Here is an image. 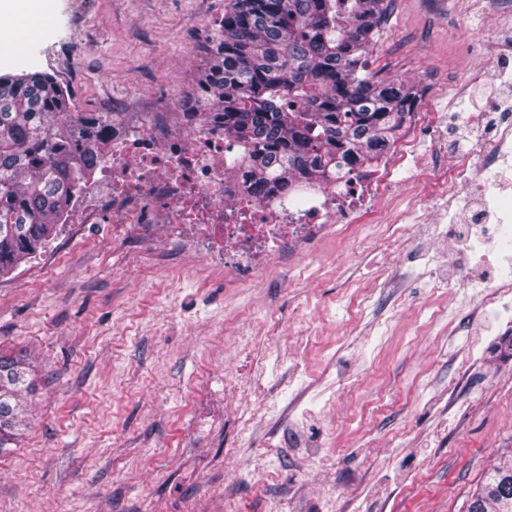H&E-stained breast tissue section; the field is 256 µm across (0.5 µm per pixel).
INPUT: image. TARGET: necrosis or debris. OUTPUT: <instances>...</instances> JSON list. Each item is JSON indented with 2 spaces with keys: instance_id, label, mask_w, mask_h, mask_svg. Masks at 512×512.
Listing matches in <instances>:
<instances>
[{
  "instance_id": "necrosis-or-debris-1",
  "label": "necrosis or debris",
  "mask_w": 512,
  "mask_h": 512,
  "mask_svg": "<svg viewBox=\"0 0 512 512\" xmlns=\"http://www.w3.org/2000/svg\"><path fill=\"white\" fill-rule=\"evenodd\" d=\"M413 135L376 162L370 177L342 170L327 192L293 207L280 192L258 200L224 174V125L215 115L189 117L161 97L140 123L116 134L96 178L69 197V224L112 226L113 241L145 242L168 230L175 257L194 253L238 282L252 280L297 255L334 225L357 224L396 196L400 169L435 181L448 211L467 208L466 187L476 170L512 166V115L495 121L472 152L433 172L421 146L443 123L424 108L413 113Z\"/></svg>"
}]
</instances>
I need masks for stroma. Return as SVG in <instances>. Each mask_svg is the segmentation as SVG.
I'll use <instances>...</instances> for the list:
<instances>
[{
	"instance_id": "1",
	"label": "stroma",
	"mask_w": 512,
	"mask_h": 512,
	"mask_svg": "<svg viewBox=\"0 0 512 512\" xmlns=\"http://www.w3.org/2000/svg\"><path fill=\"white\" fill-rule=\"evenodd\" d=\"M0 12V72H49L76 112L149 111L190 90L232 0H47ZM369 71L444 113L436 164L476 112L512 114V0H383ZM386 251L327 236L307 275L233 288L197 256L157 260L108 224L54 232L0 276V353H28L29 426L0 450V512H465L512 451L508 259L471 247L432 186L399 175Z\"/></svg>"
}]
</instances>
